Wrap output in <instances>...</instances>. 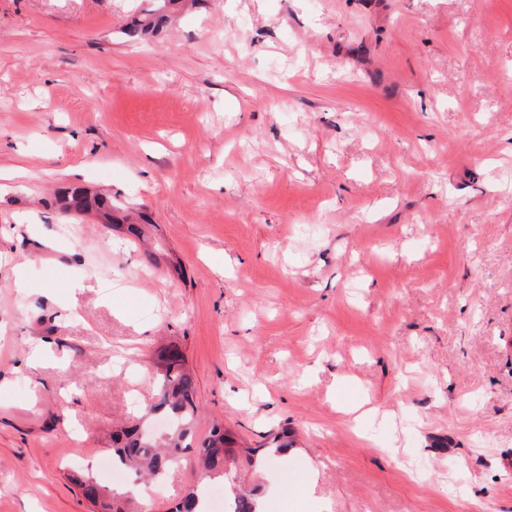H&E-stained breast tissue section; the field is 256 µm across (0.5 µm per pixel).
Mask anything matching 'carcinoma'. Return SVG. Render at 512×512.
<instances>
[{
  "mask_svg": "<svg viewBox=\"0 0 512 512\" xmlns=\"http://www.w3.org/2000/svg\"><path fill=\"white\" fill-rule=\"evenodd\" d=\"M153 6L139 11V16L126 24L122 33L130 41H143L156 35L168 25L174 14L185 5H195L198 0H152ZM83 208H94L101 219L122 230L124 225L135 223V215L129 209L115 206L102 195L87 199L75 188L64 195ZM156 374L155 400L149 410L171 422L172 428L164 436L155 438L142 434L139 426L124 427L112 433V462L138 477L152 480L163 478L182 451L190 447L198 415L195 400V383L186 367L181 351L174 345L158 350L154 361ZM233 439L219 424L213 425L208 436L195 450L198 466L209 478L224 475L225 461L235 453ZM82 495L105 512H130L125 505L132 497L110 493L94 477L83 471L69 475ZM231 512H256L254 495L238 493L230 506ZM173 512H208L207 490L196 485L188 490Z\"/></svg>",
  "mask_w": 512,
  "mask_h": 512,
  "instance_id": "obj_1",
  "label": "carcinoma"
}]
</instances>
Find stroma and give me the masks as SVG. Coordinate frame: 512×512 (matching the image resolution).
<instances>
[{
    "label": "stroma",
    "instance_id": "obj_1",
    "mask_svg": "<svg viewBox=\"0 0 512 512\" xmlns=\"http://www.w3.org/2000/svg\"><path fill=\"white\" fill-rule=\"evenodd\" d=\"M148 5L0 0V512L118 488L171 344L195 441L292 444L221 504L512 512V0H207L126 41ZM79 192L83 193V190L74 188L71 191H67L63 201H75L77 206L83 208L87 207L88 209L93 206L94 210L99 213L105 224H112V229L115 230H123L124 224L136 223L135 215L132 214L128 208L112 205V200L102 195L93 196L91 201L89 200L90 197L86 196L85 198L81 196ZM114 225L115 227L113 228Z\"/></svg>",
    "mask_w": 512,
    "mask_h": 512
}]
</instances>
